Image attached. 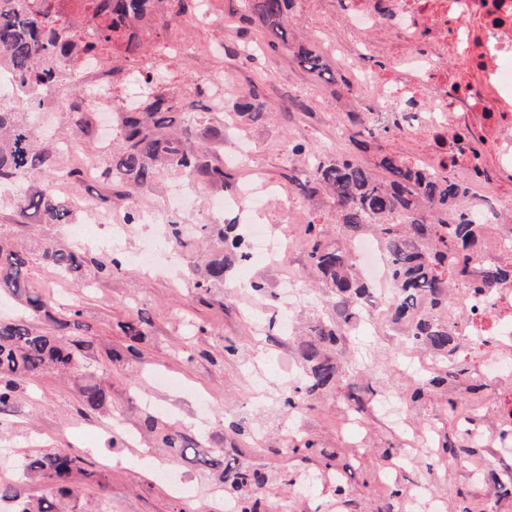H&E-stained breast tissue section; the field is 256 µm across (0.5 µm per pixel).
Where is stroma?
I'll return each instance as SVG.
<instances>
[{"mask_svg": "<svg viewBox=\"0 0 512 512\" xmlns=\"http://www.w3.org/2000/svg\"><path fill=\"white\" fill-rule=\"evenodd\" d=\"M185 35L201 50L170 62V88L182 91L207 77L223 78V113L208 111L204 97L196 99L197 111L224 127V140L212 143V152L236 182L270 187L273 196L258 221L288 238L292 247L272 266H233L224 287L206 295L169 272L132 267L88 294L75 282H61L46 267H33L31 277L38 287L61 305L83 308L96 348L94 361L112 386V412L79 415L76 382L44 372L26 383L11 409L0 414V448L16 458L49 448H66L82 457L94 474L79 482V503L89 512H225L228 493L219 472L200 471L181 462L171 449L157 447L141 430L150 413L190 430L202 447L223 449L226 460L266 472L268 483L261 495L267 506L281 512H315L331 501V493L320 485L305 493L278 479L283 471L301 469L300 458L289 456L286 448L306 437L341 455L367 452L363 468L346 472L351 501L338 505L336 512H372L380 492L374 480L379 452L400 444L389 423L374 413L347 425V410L333 393L292 413L282 406L291 379L302 374L296 339L308 336L318 322L338 317L335 294L322 286L310 265L304 228L313 222L323 227L326 243H349L335 222L333 199L322 193L302 194L288 177L292 166L304 161L292 152L298 143L324 158L354 154L371 169L381 156L407 157V145L384 134L373 136L367 150L354 151L349 135L359 102L348 87L322 84L300 68L284 46L264 51L256 60L240 58L244 43L263 44L264 34L256 26L234 18L224 29H189ZM253 88L266 113L260 121L238 116L233 109L237 97ZM474 132L481 138L486 171L480 191H512V166L502 165L484 142V127L475 126ZM241 137L250 142L251 154L237 163L233 157ZM246 273L263 283V292L241 287ZM285 278L297 281L299 298L277 289ZM138 317L148 323L147 337L133 358L126 351L129 339L118 325ZM376 321V327L348 332L339 358L350 367L348 379L360 391L404 399L413 383L404 364L422 352L403 344L386 309L377 311ZM191 322L204 326L205 334L192 335L187 328ZM230 341L238 348L232 355L224 350ZM504 352L496 343L465 350L460 361L466 373L448 387L486 434L501 426L500 408L512 402V375L491 381L484 375L489 359ZM158 374L169 378L171 387L154 384ZM477 382L483 383V390L470 393V385ZM235 421L244 423L245 434L232 429ZM116 434L126 436L125 447H110ZM475 463L512 472V455L502 452L493 457L479 452L460 467L433 464L425 453L401 471L400 480L430 485L445 512H460L461 490L493 504V512H512V495L474 483ZM173 469L184 476L181 486L165 477Z\"/></svg>", "mask_w": 512, "mask_h": 512, "instance_id": "35a3bbf8", "label": "stroma"}]
</instances>
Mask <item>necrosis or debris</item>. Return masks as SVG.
Returning a JSON list of instances; mask_svg holds the SVG:
<instances>
[{
    "label": "necrosis or debris",
    "mask_w": 512,
    "mask_h": 512,
    "mask_svg": "<svg viewBox=\"0 0 512 512\" xmlns=\"http://www.w3.org/2000/svg\"><path fill=\"white\" fill-rule=\"evenodd\" d=\"M336 21L344 38L321 42L322 51L335 58L349 88L368 107V125L384 123L400 137L428 140L418 167L437 175L453 169L459 179H475L472 147L455 136L462 112L494 128L492 146L499 154L512 153V0H344ZM395 32L410 40V48L388 55L384 66H372L371 58ZM452 56L464 62V74L449 73ZM96 246L123 252L116 230L105 231ZM166 251L158 233L143 249L123 254L127 264L156 269ZM353 251L373 286L372 303L364 308L369 315L373 303L385 301V260L374 237L355 241ZM459 301L465 309L459 334L476 336L491 327L502 340L512 339V289L494 291L482 304L465 287ZM491 305L501 309L492 320L486 316Z\"/></svg>",
    "instance_id": "4bbe7bcc"
}]
</instances>
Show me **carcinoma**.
<instances>
[{
  "mask_svg": "<svg viewBox=\"0 0 512 512\" xmlns=\"http://www.w3.org/2000/svg\"><path fill=\"white\" fill-rule=\"evenodd\" d=\"M56 2L0 0V68L12 69L19 83L29 88L23 98L29 112L43 111L45 100L39 86L54 85L64 74L79 70L84 58L97 57L106 64L114 55L125 59L142 55L169 29L170 15L194 13L198 0H75L67 13ZM293 5L294 0H249L243 20L265 30L268 48L288 46L299 64L317 79L336 83L337 77L315 44L294 39L289 25ZM88 19L98 27V34L94 40L83 42L79 33ZM145 83L150 89L139 96L132 111L112 113L120 144L102 163L105 191L100 202L110 206L115 197L128 203L151 193L164 173L206 186L229 187L230 175L224 172V164L214 160L209 148L215 141H224V127L200 117L189 97L168 94L164 77L148 73ZM255 99L257 94L251 90L234 107L238 113L258 119L263 110ZM58 108L76 136L93 137L95 101L79 84L68 83ZM377 166L385 176H377L349 156H319L308 173H293L289 180L308 192L331 195L336 202V223L350 238L357 237L365 226L375 228L388 256V274L395 289L385 304L391 322L406 343L427 349L440 366L436 374L417 381L407 392V398L418 403L433 393H447L448 380L456 377L458 352L467 341V337L457 335L455 324L448 318L449 288L455 282L472 283L473 296L479 300L493 288H511L512 261L479 263L477 256L486 246L490 225L478 224L459 212L460 202L471 194L468 184L420 170L393 155L382 156ZM61 170L65 171L67 191L42 179ZM83 181L84 170L63 167L61 151L37 135L21 112L0 109V186L14 187L7 201L18 224L71 223L78 211L77 190ZM450 210L458 211L451 224ZM306 234L312 242L310 263L326 286L336 292L341 322L319 325L310 339L298 345L304 375L286 400L291 409L340 387L344 370L335 351L344 332L358 327L357 307L369 295L349 248L324 244L313 223L307 225ZM193 235L212 243L210 251L191 265L193 288L207 294L224 287L227 258H246L247 240L237 231L235 220L225 224L200 222L191 235L180 220L168 221L167 246L186 251ZM34 260L84 288L112 279L122 267L121 260L112 254L98 258L55 239L45 240L33 255L0 231V292H8L23 307L16 317L0 319V412L12 407L27 380L46 370L80 380L83 411L107 410L112 406V387L100 382L97 369L89 362L93 341L81 338L88 329L82 321L83 311L72 305L55 315L57 300L33 285L30 267ZM39 318L45 319L48 330L33 324ZM119 328L130 339L128 349L136 351L135 344L146 336L144 322H121ZM342 396L344 404L358 416L368 411L363 398L352 391L345 390ZM439 406L448 423L464 426L470 438L478 436L476 418H459L457 400L446 397ZM145 423L160 447L170 448L180 457L192 453L198 467L223 469L224 482L243 502L242 512H264L261 499L243 493L246 488L267 483L260 470L226 467L224 453L200 448L193 433L177 430L151 415ZM287 453L317 462L320 475H335L331 493L339 502L349 495L343 474L362 466V453L339 463L337 453L312 439L299 441L287 448ZM81 463L82 459L66 448L31 455L22 463L20 473L42 482L46 493L19 501L12 488L4 487L0 488V499L17 501L14 512H62L66 501L78 493L75 479L86 475ZM384 491L381 509L392 512L405 488L392 483Z\"/></svg>",
  "mask_w": 512,
  "mask_h": 512,
  "instance_id": "cac0c4a2",
  "label": "carcinoma"
}]
</instances>
